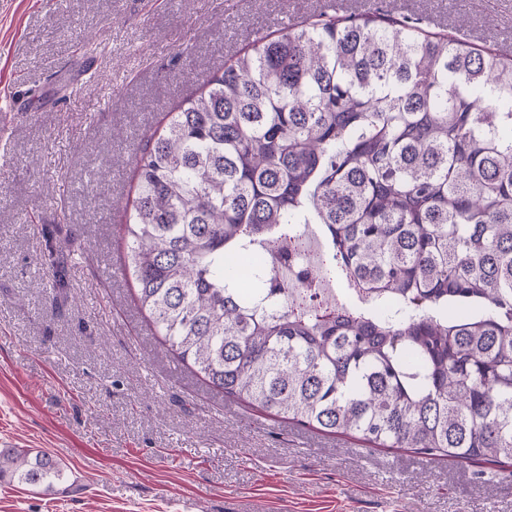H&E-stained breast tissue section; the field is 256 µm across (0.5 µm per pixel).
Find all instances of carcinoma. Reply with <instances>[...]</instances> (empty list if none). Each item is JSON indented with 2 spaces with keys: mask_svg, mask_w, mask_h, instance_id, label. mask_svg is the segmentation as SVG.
<instances>
[{
  "mask_svg": "<svg viewBox=\"0 0 512 512\" xmlns=\"http://www.w3.org/2000/svg\"><path fill=\"white\" fill-rule=\"evenodd\" d=\"M206 87L143 134L120 224L162 346L302 427L512 462V58L321 13ZM298 224L359 304L292 291L271 247ZM65 472L0 449V481L51 492Z\"/></svg>",
  "mask_w": 512,
  "mask_h": 512,
  "instance_id": "1",
  "label": "carcinoma"
}]
</instances>
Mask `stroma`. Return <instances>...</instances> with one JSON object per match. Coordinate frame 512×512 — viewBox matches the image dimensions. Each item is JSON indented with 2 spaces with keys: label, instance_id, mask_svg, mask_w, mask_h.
I'll use <instances>...</instances> for the list:
<instances>
[{
  "label": "stroma",
  "instance_id": "stroma-1",
  "mask_svg": "<svg viewBox=\"0 0 512 512\" xmlns=\"http://www.w3.org/2000/svg\"><path fill=\"white\" fill-rule=\"evenodd\" d=\"M376 11L512 57V0H0V448L67 467L54 493L1 481L0 512H512L510 464L367 448L212 391L123 269L142 134L256 36Z\"/></svg>",
  "mask_w": 512,
  "mask_h": 512
}]
</instances>
